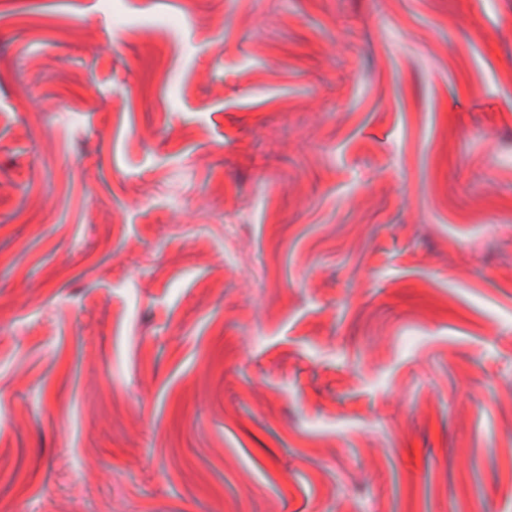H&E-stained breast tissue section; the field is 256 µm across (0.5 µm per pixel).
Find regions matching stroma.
I'll list each match as a JSON object with an SVG mask.
<instances>
[{
  "mask_svg": "<svg viewBox=\"0 0 512 512\" xmlns=\"http://www.w3.org/2000/svg\"><path fill=\"white\" fill-rule=\"evenodd\" d=\"M0 512H512V0H0Z\"/></svg>",
  "mask_w": 512,
  "mask_h": 512,
  "instance_id": "obj_1",
  "label": "stroma"
}]
</instances>
